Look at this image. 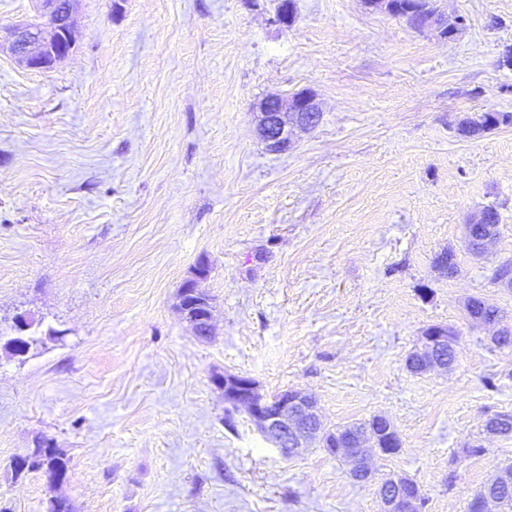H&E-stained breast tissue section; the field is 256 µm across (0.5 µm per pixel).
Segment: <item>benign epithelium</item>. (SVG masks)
I'll list each match as a JSON object with an SVG mask.
<instances>
[{
  "label": "benign epithelium",
  "mask_w": 512,
  "mask_h": 512,
  "mask_svg": "<svg viewBox=\"0 0 512 512\" xmlns=\"http://www.w3.org/2000/svg\"><path fill=\"white\" fill-rule=\"evenodd\" d=\"M37 15L34 19L14 24L0 35V48L4 47L21 66L31 70L47 71L66 59L74 47V17L79 0H35ZM322 118L319 105L309 92H299L289 97L272 94L259 105L258 130L266 150L281 154L290 150L299 132L315 128ZM203 272H193L184 282L178 304L185 320L193 330L201 323L213 321V302L196 296L186 300L188 289ZM448 342L445 336H424L417 346L418 354L430 359L429 367L438 368L433 352ZM224 394L246 406L257 431L281 455H288V448L306 445L314 421L320 416L318 404L311 395L298 389H285L273 395L261 392L254 381L240 375L226 374L219 381ZM403 484L393 481L379 493L385 512H409V499L402 492Z\"/></svg>",
  "instance_id": "1"
}]
</instances>
